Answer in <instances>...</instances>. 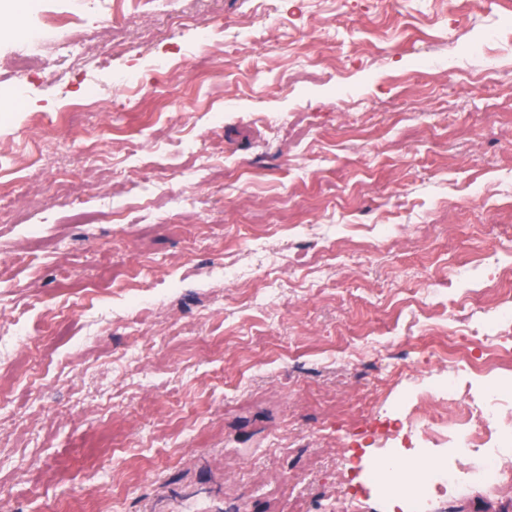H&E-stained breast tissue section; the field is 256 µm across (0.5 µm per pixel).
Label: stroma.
Wrapping results in <instances>:
<instances>
[{
	"mask_svg": "<svg viewBox=\"0 0 512 512\" xmlns=\"http://www.w3.org/2000/svg\"><path fill=\"white\" fill-rule=\"evenodd\" d=\"M185 8L210 23L209 40L190 28L167 36L174 15H95L74 72L52 50L64 29L0 0V28L41 30L47 45L20 81L0 41V91L25 92L20 111L0 102V268L25 284L0 282V314L40 332L39 354L19 344L0 356V379L27 401L25 418H0L8 512L97 500L112 512H327L337 458L365 466L385 455L353 433L373 388L389 403L402 397L389 337L439 347L437 327L455 333L460 304L480 305L466 295V263L493 251L512 260V100L501 91L512 30L499 25L512 0H282L250 55L233 25L251 0ZM293 56L318 61L323 79L289 83ZM426 56L438 64L423 85L403 83ZM105 80L112 94L97 112H70ZM340 90L356 109H337ZM213 140L224 156L200 168L186 146ZM133 141L144 149L131 161ZM45 145L53 164L33 163ZM145 166L162 173L166 201L150 202ZM189 178L204 191L183 204ZM132 205L138 223H113ZM261 234L310 260L293 269L276 317L230 278L229 310L211 312L225 251L252 252ZM335 239L383 248L338 254ZM329 261L335 283L323 290ZM90 283L100 286L92 296ZM415 288L431 290L434 317L413 321ZM139 291L165 295L177 329L144 353L129 329L94 317ZM203 317L204 333H193ZM363 334L358 366L337 374V344ZM510 505L505 484L444 502L445 512Z\"/></svg>",
	"mask_w": 512,
	"mask_h": 512,
	"instance_id": "35a3bbf8",
	"label": "stroma"
}]
</instances>
